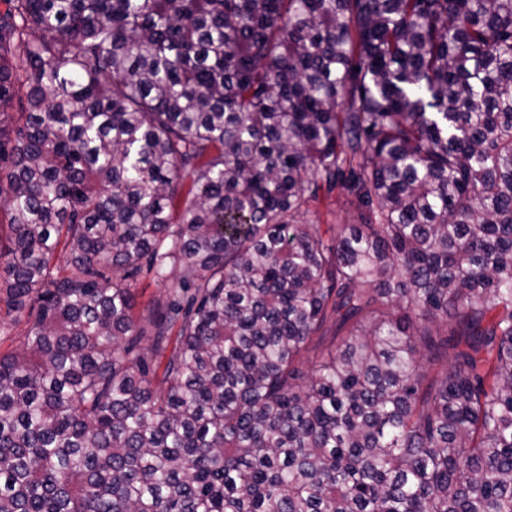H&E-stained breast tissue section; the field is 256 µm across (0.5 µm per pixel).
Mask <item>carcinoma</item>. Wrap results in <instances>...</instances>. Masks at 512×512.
<instances>
[{
  "mask_svg": "<svg viewBox=\"0 0 512 512\" xmlns=\"http://www.w3.org/2000/svg\"><path fill=\"white\" fill-rule=\"evenodd\" d=\"M0 3V512H512V0ZM350 198L337 189L328 199L321 198L318 202H310L305 219L318 224H356L354 207L349 204ZM136 316L143 319L146 316L145 308L150 301L161 299L162 286L154 282L150 277H142L138 284ZM18 315L17 322L12 320ZM26 318L24 314L12 313L11 316H6V308L4 303L0 302V324L2 326V333L0 330V352L4 353L14 348L22 339V334L26 328ZM3 330L7 333L3 334ZM2 334V335H1Z\"/></svg>",
  "mask_w": 512,
  "mask_h": 512,
  "instance_id": "cac0c4a2",
  "label": "carcinoma"
}]
</instances>
